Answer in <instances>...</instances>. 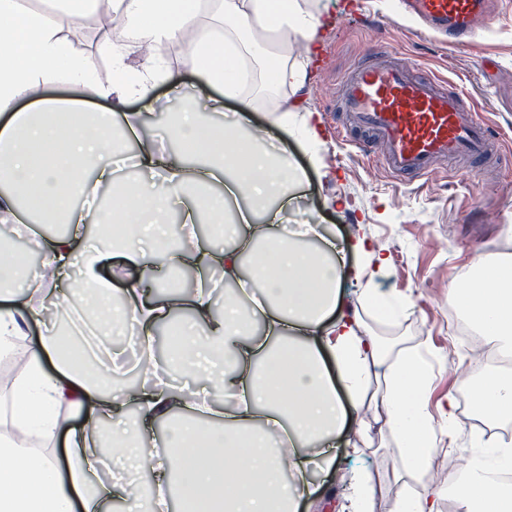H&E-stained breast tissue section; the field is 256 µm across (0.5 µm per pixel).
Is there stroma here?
<instances>
[{"label":"stroma","instance_id":"obj_1","mask_svg":"<svg viewBox=\"0 0 512 512\" xmlns=\"http://www.w3.org/2000/svg\"><path fill=\"white\" fill-rule=\"evenodd\" d=\"M354 0H322L327 19L322 44L311 61L307 109L340 130L325 138L319 163L304 144L272 128L265 110L250 112L251 123L271 127L273 142L286 149L302 179L301 206L336 242L367 237L388 260L387 272L373 282L384 295L409 298L406 319L389 325L367 320V330L425 353L435 367L431 400L447 396L469 356L448 323L451 290L483 252L512 256V0H503L494 23L477 20L482 35L469 45L449 47L423 33L404 16L398 0H365L366 15L350 11ZM383 59L425 70L443 80H463L465 108L488 124L495 137L492 155L440 162L419 182L392 176L379 158L358 149L362 131L348 126L341 110V78L356 67ZM172 78L161 85L166 111L183 108L198 93L195 77L180 54L169 55ZM459 430L441 436L440 461L470 454L483 436L479 414L460 405ZM373 452L355 457L337 450L331 472L317 482L324 493L311 512H344L355 473L375 471V512H388L404 470L397 443L383 421L372 424Z\"/></svg>","mask_w":512,"mask_h":512}]
</instances>
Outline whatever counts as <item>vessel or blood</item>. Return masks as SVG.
Masks as SVG:
<instances>
[{
    "label": "vessel or blood",
    "mask_w": 512,
    "mask_h": 512,
    "mask_svg": "<svg viewBox=\"0 0 512 512\" xmlns=\"http://www.w3.org/2000/svg\"><path fill=\"white\" fill-rule=\"evenodd\" d=\"M402 7L447 29L449 42L456 43L475 39L472 21L488 15L489 0H404ZM342 88L351 124L368 135L361 149L384 144L383 163L396 176L425 177L436 159L478 158L490 147V129L465 112L456 84L390 64H365L343 79Z\"/></svg>",
    "instance_id": "obj_1"
}]
</instances>
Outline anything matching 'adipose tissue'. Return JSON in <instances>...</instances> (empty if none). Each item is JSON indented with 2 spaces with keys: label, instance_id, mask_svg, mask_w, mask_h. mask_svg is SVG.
<instances>
[{
  "label": "adipose tissue",
  "instance_id": "adipose-tissue-1",
  "mask_svg": "<svg viewBox=\"0 0 512 512\" xmlns=\"http://www.w3.org/2000/svg\"><path fill=\"white\" fill-rule=\"evenodd\" d=\"M104 7L123 29L102 42L112 60L106 83L62 30L63 22ZM325 25L313 0H45L41 9L0 0V223L29 236L54 270L45 279L13 239L0 238V359L19 348L26 357L8 380L18 436L0 435V512H104L115 500L126 512H165L175 485L182 512H299L312 475L331 468L340 435L368 438L369 411L399 435L421 481L404 487L389 512H442L447 494L457 512H512V486L501 478L512 470L511 447L473 452L455 477L439 468L436 448L460 398L488 418L512 419V371L479 380L461 375L462 395H449L433 418L424 402L433 373L422 354L389 348L363 329L370 313L393 318L407 301L367 288L342 310L336 267L344 248L329 240L309 249L280 231L299 173L286 155L261 147L264 133L252 147L240 138L244 120H219L225 101L247 112L279 90L273 124L296 130L309 147L321 145L301 93ZM292 39L303 50L295 61L288 58ZM170 45L180 47L202 94L149 150L129 152L147 112L161 103L155 89L168 77L162 58ZM67 87L73 95H64ZM133 100L143 111H127ZM99 101L106 109H96ZM168 139L180 150L165 148ZM128 154L137 169L161 172L162 184L118 183V163ZM104 186L115 190L110 208L82 205ZM204 210L217 232H230V246L202 244L196 226ZM172 211L182 230L177 249L170 245ZM48 224L69 231L45 235ZM117 245L133 263L132 281L121 290L99 274ZM187 264L201 277L217 270L227 283L261 289L249 311L228 299L218 318L206 289L181 299L192 317L172 357L182 366L209 365L186 409L212 424L201 431L171 423L174 388L151 371L137 402L145 419L169 422L171 455H155L135 427L102 444L99 426L127 403L98 384L111 368L78 354L58 331L31 335L30 324L49 308L66 310L69 334L86 347L131 323L143 355L153 356V331L172 306L148 295L144 274ZM464 279L452 297L481 338L478 355L511 349L512 258L480 255ZM63 407L80 415L79 426L60 419ZM273 429L282 430L287 454L268 451L264 434ZM109 446L125 451L131 468L151 473L160 497L148 510L131 480L97 481ZM286 472L292 484L283 483Z\"/></svg>",
  "mask_w": 512,
  "mask_h": 512
}]
</instances>
